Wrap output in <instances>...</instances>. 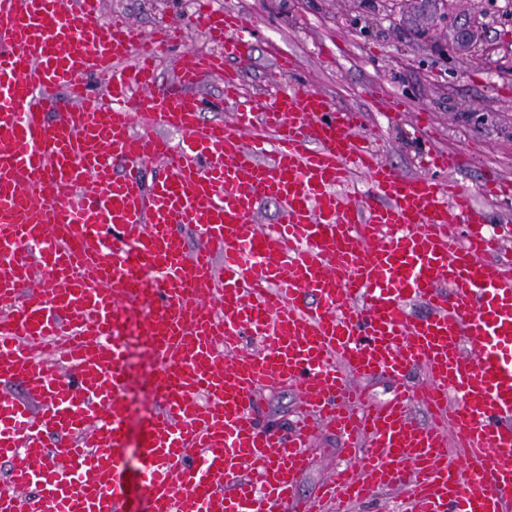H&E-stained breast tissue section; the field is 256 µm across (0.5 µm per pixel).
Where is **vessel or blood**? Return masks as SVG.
Wrapping results in <instances>:
<instances>
[{
    "instance_id": "obj_1",
    "label": "vessel or blood",
    "mask_w": 512,
    "mask_h": 512,
    "mask_svg": "<svg viewBox=\"0 0 512 512\" xmlns=\"http://www.w3.org/2000/svg\"><path fill=\"white\" fill-rule=\"evenodd\" d=\"M193 19L224 50L182 56L163 85L155 61L181 25L139 43L125 18L102 24L101 0H0V384L24 392L0 395V512H129V318L156 364L137 469L147 512H324L376 484L411 486L418 512H512L500 238L453 181L384 161L363 111L300 84L245 97L253 24L211 0ZM209 75L221 101L197 91ZM93 78L111 103L92 102ZM223 103L231 121L204 122ZM148 160L162 171L150 182ZM355 173L377 205L341 194ZM268 201L278 215L263 227ZM38 269L53 288L35 285ZM420 369L431 426L410 417ZM378 375L383 401L364 386ZM283 387L304 411L287 443L252 419L260 391ZM313 418L343 447L366 439L368 480L346 466L297 497Z\"/></svg>"
}]
</instances>
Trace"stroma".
Here are the masks:
<instances>
[{"instance_id": "1", "label": "stroma", "mask_w": 512, "mask_h": 512, "mask_svg": "<svg viewBox=\"0 0 512 512\" xmlns=\"http://www.w3.org/2000/svg\"><path fill=\"white\" fill-rule=\"evenodd\" d=\"M194 0H102V18H126L140 39L152 37L194 11ZM221 11L244 14L255 27L244 74L246 95L270 93L271 46L294 55L298 82L322 92L337 107L364 111L383 158L407 176L426 175L424 155L446 150L468 156L454 174L512 253V199L482 194L488 179L512 180V0H214ZM340 46L333 59L325 44ZM400 100L404 114L392 121L372 108L366 89ZM427 113L435 140L425 143L414 125ZM126 395L128 469L136 471L145 445L151 368L132 367ZM301 411L295 390L263 392L258 426L285 439ZM310 466L297 493L310 497L352 456L335 432L320 428L308 449Z\"/></svg>"}]
</instances>
